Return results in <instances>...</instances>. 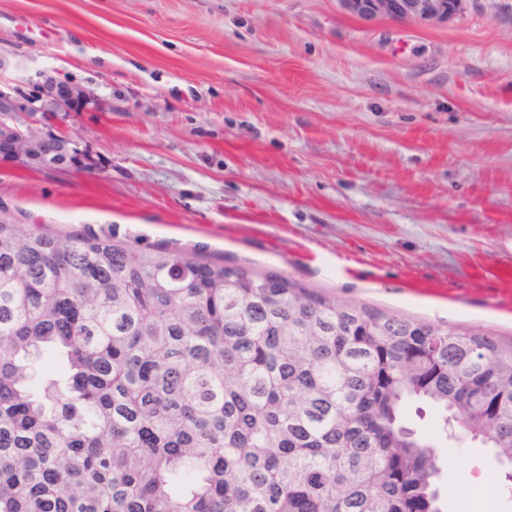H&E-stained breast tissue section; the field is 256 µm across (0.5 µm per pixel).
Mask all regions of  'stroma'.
Instances as JSON below:
<instances>
[{
  "label": "stroma",
  "instance_id": "stroma-1",
  "mask_svg": "<svg viewBox=\"0 0 512 512\" xmlns=\"http://www.w3.org/2000/svg\"><path fill=\"white\" fill-rule=\"evenodd\" d=\"M365 19L341 0H0V83L91 167L0 155V202L222 250L355 301L512 343V9ZM492 449L443 464L447 512L490 501Z\"/></svg>",
  "mask_w": 512,
  "mask_h": 512
}]
</instances>
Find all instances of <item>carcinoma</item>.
<instances>
[{
	"label": "carcinoma",
	"instance_id": "1",
	"mask_svg": "<svg viewBox=\"0 0 512 512\" xmlns=\"http://www.w3.org/2000/svg\"><path fill=\"white\" fill-rule=\"evenodd\" d=\"M512 344L110 224L0 220V512H442Z\"/></svg>",
	"mask_w": 512,
	"mask_h": 512
}]
</instances>
